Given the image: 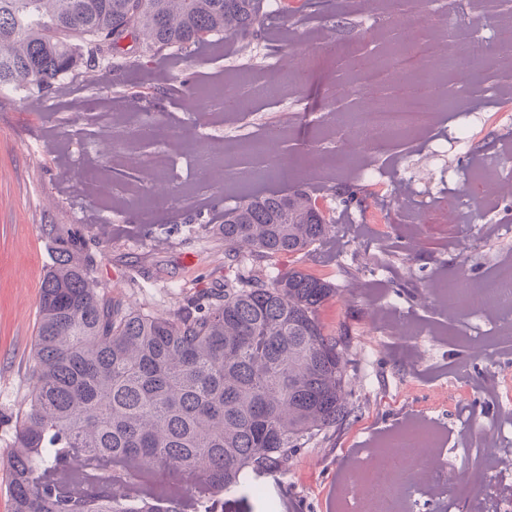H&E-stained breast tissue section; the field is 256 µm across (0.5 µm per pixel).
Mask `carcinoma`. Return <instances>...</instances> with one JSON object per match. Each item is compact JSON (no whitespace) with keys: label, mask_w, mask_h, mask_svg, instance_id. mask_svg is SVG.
I'll use <instances>...</instances> for the list:
<instances>
[{"label":"carcinoma","mask_w":512,"mask_h":512,"mask_svg":"<svg viewBox=\"0 0 512 512\" xmlns=\"http://www.w3.org/2000/svg\"><path fill=\"white\" fill-rule=\"evenodd\" d=\"M265 0H0V89L49 90L132 55L197 58L246 40ZM334 225L301 188L224 209V258L304 257ZM41 283L30 403L9 459L12 512H201L245 473L277 471L354 413L349 331L326 332L331 282L248 274L157 317L99 293L73 240ZM192 483L175 494L154 474Z\"/></svg>","instance_id":"carcinoma-1"}]
</instances>
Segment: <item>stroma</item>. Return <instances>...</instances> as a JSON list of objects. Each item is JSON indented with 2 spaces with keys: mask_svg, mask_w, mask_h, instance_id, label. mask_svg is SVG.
Here are the masks:
<instances>
[{
  "mask_svg": "<svg viewBox=\"0 0 512 512\" xmlns=\"http://www.w3.org/2000/svg\"><path fill=\"white\" fill-rule=\"evenodd\" d=\"M447 7L464 21L466 36L489 66L497 67L495 18L475 0H431L403 25L422 33ZM364 9L360 0H287L286 7L267 9L261 37L245 48L236 41L220 50L206 45L189 64L161 56L118 74L97 70L87 83L64 79L46 93L0 92V512H11L7 461L31 394L40 287L54 255V238L43 225H56L59 235L77 241L92 260L100 293L140 312L172 317L196 291L222 286L251 267L247 261L224 265L219 226L225 207L243 192L299 185L335 220V243L302 260L282 256L262 268L273 275L296 265L336 285L320 317L327 330L349 329L348 401L355 411L290 456L285 470L248 473L245 489L216 497L215 512H336L356 461L417 419L435 425L447 458L458 465L472 460L474 424L504 430L512 449V420L504 417L512 401L500 394L504 379L512 378V347L500 346L492 359L482 355L460 338L458 326L468 322L490 341L492 319L479 311L448 313L432 291L438 280L475 284L496 275L512 253V235L504 233L512 228V198L485 208L481 191L469 183L482 162L512 143V119H503L490 93L467 98L466 108L484 116L468 150L458 149L456 122L446 117L426 135L442 153L389 148L375 159L377 178L367 184L366 205L345 203L335 187L354 179L342 163L351 146L325 120L323 103L357 82L360 72L325 46L330 39H352L387 52L390 28L364 16ZM330 13L338 20L333 31L325 27ZM291 31L314 57L309 78L296 98H266L267 70L285 64ZM244 57L252 65L246 83L231 73ZM216 84L251 95L253 111L225 121L223 106L204 96ZM172 127L181 128L187 145L173 153L170 178L152 185L156 206L148 214L139 203L140 170L167 150ZM258 132L272 144L267 167H287V180L245 176L249 142ZM193 146L217 154L222 183L194 169ZM318 163L334 164V175L308 182ZM90 175L107 183V194L88 187ZM407 179L416 188L408 204L424 207V223L402 221L392 203L394 187ZM448 191L468 198V223L446 212ZM402 324L425 328L418 349L395 335Z\"/></svg>",
  "mask_w": 512,
  "mask_h": 512,
  "instance_id": "obj_1",
  "label": "stroma"
}]
</instances>
